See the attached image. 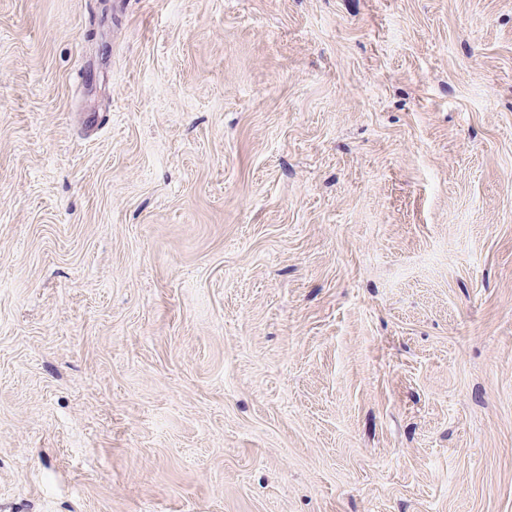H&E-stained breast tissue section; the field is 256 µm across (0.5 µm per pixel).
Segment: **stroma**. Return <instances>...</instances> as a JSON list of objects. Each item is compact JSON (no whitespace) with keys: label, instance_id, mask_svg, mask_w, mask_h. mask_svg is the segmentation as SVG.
Here are the masks:
<instances>
[{"label":"stroma","instance_id":"35a3bbf8","mask_svg":"<svg viewBox=\"0 0 512 512\" xmlns=\"http://www.w3.org/2000/svg\"><path fill=\"white\" fill-rule=\"evenodd\" d=\"M0 512H512V0H0Z\"/></svg>","mask_w":512,"mask_h":512}]
</instances>
